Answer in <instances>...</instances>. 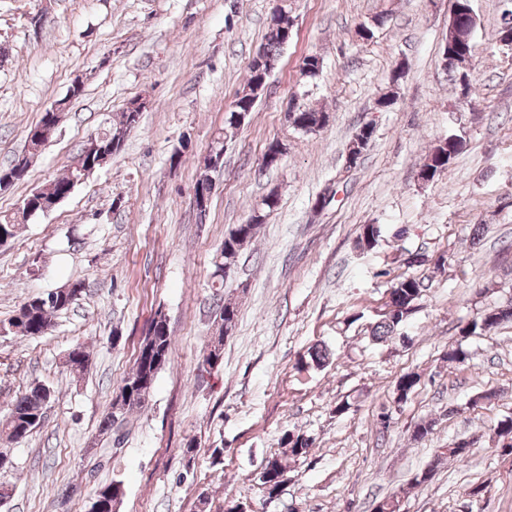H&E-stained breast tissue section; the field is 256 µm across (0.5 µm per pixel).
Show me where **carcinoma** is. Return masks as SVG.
<instances>
[{
    "label": "carcinoma",
    "instance_id": "carcinoma-1",
    "mask_svg": "<svg viewBox=\"0 0 512 512\" xmlns=\"http://www.w3.org/2000/svg\"><path fill=\"white\" fill-rule=\"evenodd\" d=\"M290 22L288 16L282 11H274L273 22L268 27L264 36V42L260 46L263 51L261 59H251L249 63V78L247 85L259 84L267 76L269 65L278 61L283 48L281 32L288 29ZM257 95L254 89L243 92V95L234 101V109L227 113L225 125L236 127L234 115L237 111L253 112ZM60 116H53L44 112L38 123L28 132L27 154H32L37 132L48 128V124H57ZM327 115L307 106H298L292 115V126L302 131L310 125H325ZM131 131L128 127L126 112H121L120 119L112 124L104 136L106 150L104 155L110 157L113 154L112 142L119 140L124 143L127 134ZM464 142L456 137H448L439 141L428 154L422 166L423 175L430 179L443 174L451 161L463 150ZM86 165L83 156H77L68 174L52 180L36 189L22 201V209H37L40 199L47 200L57 198L70 192L73 187L71 175L77 169V165ZM274 207L264 203L262 207L253 210L246 220L236 224L224 234V243L220 250V260L215 264V287H224V270L235 265L240 252L256 237L262 224L266 223ZM381 229L377 224H365L362 227L357 243L361 247H370L378 241ZM423 282L408 276L398 280L392 286V291L385 308L379 314V320L370 327V336L379 342H397L401 338L399 328L417 309V302L421 299ZM83 283L76 282L71 287L65 288L43 296H36L23 303L8 323L0 326V332L12 334L25 339H35L49 333L53 327L52 318L58 311L68 308L74 303L76 297L82 292ZM218 313L221 325L218 335L213 337L207 349L202 355V365L214 369L221 363L220 355L216 353V346L224 345V334L228 328L235 324L237 318L236 308L219 300ZM504 323H512V301L506 305L486 310L471 320L460 330V336L467 339L471 336H485ZM173 340L169 331L167 318L161 311L155 313L139 346L138 356L135 360L132 372L123 379L120 390L122 394L113 399V404L118 406V411L109 412L103 419L102 430L106 433L118 431L124 421V415L135 408L144 405L150 396L155 380L159 372L169 363L172 353ZM420 380L416 372H407L400 376L396 382V402L408 398L414 391ZM52 394L48 387L40 383H32L11 402L7 416L0 421V443L18 444L27 439L44 422L45 413L50 403ZM284 445L288 447L294 457H301L308 453L310 440L303 434H288L284 437ZM284 467L281 460L271 457L266 460L262 472V486L265 493L272 497L282 491L284 485ZM112 492V506H117L124 496L123 484L113 481L97 490L95 499H106V492Z\"/></svg>",
    "mask_w": 512,
    "mask_h": 512
}]
</instances>
